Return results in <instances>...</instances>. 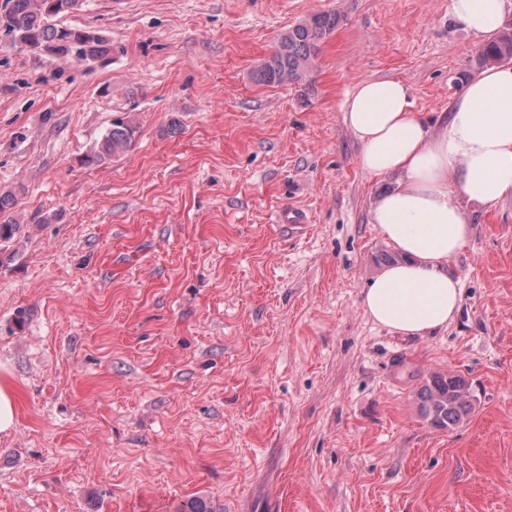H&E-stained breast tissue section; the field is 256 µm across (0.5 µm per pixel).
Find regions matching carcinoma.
Returning a JSON list of instances; mask_svg holds the SVG:
<instances>
[{
	"mask_svg": "<svg viewBox=\"0 0 512 512\" xmlns=\"http://www.w3.org/2000/svg\"><path fill=\"white\" fill-rule=\"evenodd\" d=\"M73 0H6L0 12V33L14 41L34 45L45 53L65 57L79 50L86 55L105 58L112 54V43L104 35L88 38L86 27H71L54 22L69 13ZM341 16L325 12L296 24L281 36L278 49L255 74L258 83L279 86L285 83L305 86L309 82L321 43L332 34ZM512 61V28L502 29L484 43L479 54L482 66ZM137 128L121 116L112 119L111 127L80 163L95 166L128 152L135 141ZM16 205V194L0 193V245L12 242L20 231L9 219ZM421 417L433 428L452 429L463 423L473 410L471 384L460 374H433L416 392ZM172 512H216L200 499L181 501Z\"/></svg>",
	"mask_w": 512,
	"mask_h": 512,
	"instance_id": "carcinoma-1",
	"label": "carcinoma"
}]
</instances>
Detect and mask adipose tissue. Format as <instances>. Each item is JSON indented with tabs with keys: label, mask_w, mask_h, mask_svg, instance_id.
Masks as SVG:
<instances>
[{
	"label": "adipose tissue",
	"mask_w": 512,
	"mask_h": 512,
	"mask_svg": "<svg viewBox=\"0 0 512 512\" xmlns=\"http://www.w3.org/2000/svg\"><path fill=\"white\" fill-rule=\"evenodd\" d=\"M512 0H452V13L479 37L496 34ZM344 120L361 146L362 169L393 177L370 216L398 259L362 292L377 324L401 336L445 327L459 306L448 261L471 232L465 204L512 197V67L469 79L443 121L412 109L400 80H365L347 99Z\"/></svg>",
	"instance_id": "ef3b65f1"
}]
</instances>
